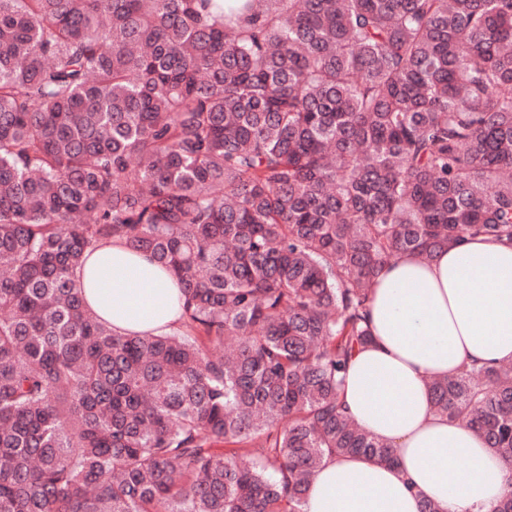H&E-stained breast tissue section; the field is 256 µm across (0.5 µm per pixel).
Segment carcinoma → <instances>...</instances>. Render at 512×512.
Wrapping results in <instances>:
<instances>
[{
	"label": "carcinoma",
	"mask_w": 512,
	"mask_h": 512,
	"mask_svg": "<svg viewBox=\"0 0 512 512\" xmlns=\"http://www.w3.org/2000/svg\"><path fill=\"white\" fill-rule=\"evenodd\" d=\"M466 236L512 244V0H0V512H303L395 462L341 401L371 286ZM113 240L176 330L86 307ZM430 392L512 512V366ZM75 280L88 307L119 333L165 334L178 327L176 280L150 255L117 241L94 250Z\"/></svg>",
	"instance_id": "1"
}]
</instances>
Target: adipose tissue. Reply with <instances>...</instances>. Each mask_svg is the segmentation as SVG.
Returning a JSON list of instances; mask_svg holds the SVG:
<instances>
[{"label": "adipose tissue", "instance_id": "ef3b65f1", "mask_svg": "<svg viewBox=\"0 0 512 512\" xmlns=\"http://www.w3.org/2000/svg\"><path fill=\"white\" fill-rule=\"evenodd\" d=\"M75 280L117 333L159 335L178 325L179 286L148 254L101 245ZM368 321L371 340L349 362L342 400L399 462L324 459L304 512H420L424 497L442 512H490L502 493L492 478L498 462L476 431L433 410L428 385L474 360L512 362V246L468 237L428 261H392L372 285ZM454 460L464 469L451 468Z\"/></svg>", "mask_w": 512, "mask_h": 512}]
</instances>
